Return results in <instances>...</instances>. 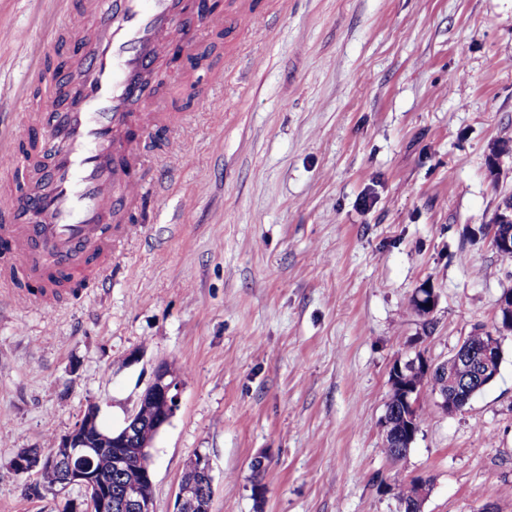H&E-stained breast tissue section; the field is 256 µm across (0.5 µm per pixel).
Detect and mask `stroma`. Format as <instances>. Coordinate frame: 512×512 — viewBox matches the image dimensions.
<instances>
[{
    "label": "stroma",
    "instance_id": "obj_1",
    "mask_svg": "<svg viewBox=\"0 0 512 512\" xmlns=\"http://www.w3.org/2000/svg\"><path fill=\"white\" fill-rule=\"evenodd\" d=\"M81 0H0V114L37 99L58 22ZM263 17L205 29L229 65L173 72L209 109L179 113L181 162L112 267L52 317L0 294V512H63L12 461L56 445L90 404L120 430L153 368L179 406L151 453L154 512H173L197 452L211 512H512V333L497 381L447 414L424 393L399 463L380 422L394 359L450 357L495 332L512 262L485 235L512 194V0H263ZM507 143L508 151L490 149ZM430 285L428 318L409 299ZM264 456L256 498L250 463ZM425 481V484L429 483L427 480L422 478H414L409 481H403L394 485L396 490V496L404 507L405 512H420V506L417 501V482Z\"/></svg>",
    "mask_w": 512,
    "mask_h": 512
}]
</instances>
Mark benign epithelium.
Wrapping results in <instances>:
<instances>
[{"label":"benign epithelium","mask_w":512,"mask_h":512,"mask_svg":"<svg viewBox=\"0 0 512 512\" xmlns=\"http://www.w3.org/2000/svg\"><path fill=\"white\" fill-rule=\"evenodd\" d=\"M499 229L496 237L491 239L493 247L500 251L512 252V196L505 198L498 212ZM419 308L428 312L434 310L437 297L433 288L423 285L413 292ZM454 363L465 366L469 373L464 378L451 375L448 372V360L433 361L418 351L414 356L398 362L392 370V375L401 380L410 369H418L431 373L439 371L449 378V383L460 398L469 394L470 388L477 385L484 387L493 381L498 373L500 351L489 346L480 350L468 347L457 348L453 356ZM403 407L399 412L382 418L383 436L393 440L403 447L411 443L410 432L414 431V405L410 402L413 388L402 385ZM178 383L170 370L158 365L154 368L152 378L141 394L137 409L143 415L136 418L130 426L120 433L102 432L97 426L99 408L91 405L87 408L82 420L67 435L60 439L58 445L49 452L27 451L14 458V467L20 471L33 468L54 471L59 476V482L67 489L78 485L84 491V500L80 503L72 502L67 512H112L114 503L107 484L97 480L96 476L88 470L75 469L71 462L82 458L88 462L98 456L104 449H112V470L126 476L130 473L127 455L123 449L134 440V433L143 423H150L160 429L167 425L173 417L178 406ZM194 483L198 487V494L188 499L177 494L174 512H211L212 501V464L208 454L199 452L192 459L189 467ZM152 481L149 468L140 471V477L126 480L122 495V510L124 512H153V503L140 492V481Z\"/></svg>","instance_id":"7a95c632"}]
</instances>
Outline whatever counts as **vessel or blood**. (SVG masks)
<instances>
[{
  "mask_svg": "<svg viewBox=\"0 0 512 512\" xmlns=\"http://www.w3.org/2000/svg\"><path fill=\"white\" fill-rule=\"evenodd\" d=\"M194 0H82L92 35L80 40L62 73L42 71L39 104H23L0 168L22 174L0 197V288L20 305L53 296L61 276L90 283L112 263L116 240L138 231L129 205L148 202L162 183L138 178L142 141L168 118L138 111L145 85L157 82L173 36L193 45L178 22ZM38 206L29 211L26 198Z\"/></svg>",
  "mask_w": 512,
  "mask_h": 512,
  "instance_id": "vessel-or-blood-1",
  "label": "vessel or blood"
}]
</instances>
